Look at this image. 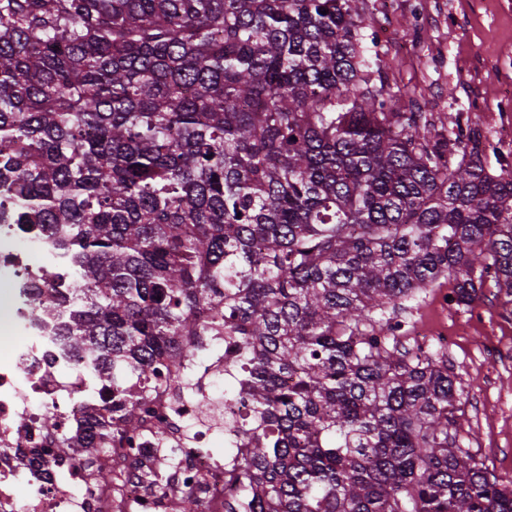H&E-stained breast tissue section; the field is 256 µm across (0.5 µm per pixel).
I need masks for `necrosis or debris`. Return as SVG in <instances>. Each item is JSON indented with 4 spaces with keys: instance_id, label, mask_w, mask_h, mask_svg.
Here are the masks:
<instances>
[{
    "instance_id": "obj_1",
    "label": "necrosis or debris",
    "mask_w": 512,
    "mask_h": 512,
    "mask_svg": "<svg viewBox=\"0 0 512 512\" xmlns=\"http://www.w3.org/2000/svg\"><path fill=\"white\" fill-rule=\"evenodd\" d=\"M0 275V303L15 322L0 356V512H179L187 494L197 498L199 512H224V465L208 440L216 431L234 436L250 415L247 402L211 394L237 356L234 342L218 336L210 349L187 355L189 384L160 387L142 402L144 430L165 425L166 446L176 455L165 485L150 487L140 477L144 465L162 462L142 433L108 441L96 455L95 468L110 474L101 481L95 468L82 465L83 449L67 457L53 449L78 436L91 409L108 418L110 395L90 391L89 370L58 336L64 315L32 313L51 287L72 286V267L50 239L0 224ZM21 476L30 485L24 496L16 491Z\"/></svg>"
}]
</instances>
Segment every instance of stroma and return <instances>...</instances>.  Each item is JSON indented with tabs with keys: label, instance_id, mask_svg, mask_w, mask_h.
<instances>
[{
	"label": "stroma",
	"instance_id": "obj_1",
	"mask_svg": "<svg viewBox=\"0 0 512 512\" xmlns=\"http://www.w3.org/2000/svg\"><path fill=\"white\" fill-rule=\"evenodd\" d=\"M376 49L393 57L391 83L412 90L421 111L453 127L457 114L494 136L512 121L501 94L512 88V0H366ZM451 284L405 301L404 326H446L445 350L464 410L457 443L479 453L490 470L512 480V305L493 283L473 303L441 307Z\"/></svg>",
	"mask_w": 512,
	"mask_h": 512
}]
</instances>
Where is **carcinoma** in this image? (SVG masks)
I'll list each match as a JSON object with an SVG mask.
<instances>
[{"label": "carcinoma", "mask_w": 512, "mask_h": 512, "mask_svg": "<svg viewBox=\"0 0 512 512\" xmlns=\"http://www.w3.org/2000/svg\"><path fill=\"white\" fill-rule=\"evenodd\" d=\"M370 28L365 0H0V222L75 272L36 311L127 433L234 338L224 512H512L450 434L448 359L390 343L442 278L512 297V172L398 110Z\"/></svg>", "instance_id": "obj_1"}]
</instances>
